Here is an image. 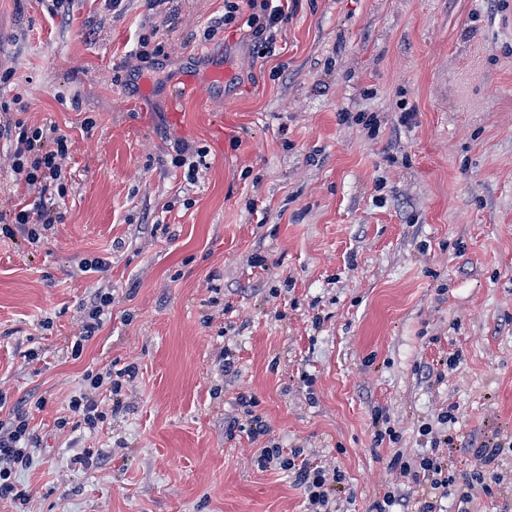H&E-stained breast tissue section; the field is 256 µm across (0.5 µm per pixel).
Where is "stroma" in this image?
I'll use <instances>...</instances> for the list:
<instances>
[{
  "label": "stroma",
  "mask_w": 512,
  "mask_h": 512,
  "mask_svg": "<svg viewBox=\"0 0 512 512\" xmlns=\"http://www.w3.org/2000/svg\"><path fill=\"white\" fill-rule=\"evenodd\" d=\"M223 18L224 0H0V114L70 141L61 223L0 233V408L39 440L29 503L0 512H306L258 468L272 446L339 469L344 512H368L415 496L387 464L425 448L422 424L453 436L458 477L512 436V0H288L269 44ZM146 37L163 50L141 63ZM216 57L223 105L171 125L166 88ZM178 142L207 153L195 179ZM11 166L0 142V213L34 200ZM94 257L107 272L81 271ZM97 292L110 312L73 356ZM126 367L122 409L77 427L85 374ZM242 394L267 435L225 436ZM378 409L397 442H375Z\"/></svg>",
  "instance_id": "stroma-1"
}]
</instances>
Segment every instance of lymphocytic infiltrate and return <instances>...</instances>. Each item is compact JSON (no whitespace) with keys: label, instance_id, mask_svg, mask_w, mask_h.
Returning a JSON list of instances; mask_svg holds the SVG:
<instances>
[{"label":"lymphocytic infiltrate","instance_id":"obj_1","mask_svg":"<svg viewBox=\"0 0 512 512\" xmlns=\"http://www.w3.org/2000/svg\"><path fill=\"white\" fill-rule=\"evenodd\" d=\"M245 16L254 38L270 33L286 16L284 0H225L224 22L234 23ZM13 146L12 170L37 193L32 209L19 210L10 219L30 240H37L42 229L60 223L54 199L64 196L63 161L69 154L68 140L59 134L56 126H31L21 121L0 120V140ZM37 440L30 428L26 413L16 412L0 419V499L11 498L27 504V488L13 478L17 471L30 467ZM454 438L445 434L435 437L426 452L410 459L394 456L388 463L406 481L415 484L418 496L415 512H447L443 501L456 495V512H470L475 491L492 494L493 485L486 479L489 465L501 452L500 444L472 449L471 470L463 480H456L448 468V450ZM261 467H276L291 474L296 484L303 487L308 512H340V493L344 476L339 470L285 456L282 449H261L258 457Z\"/></svg>","mask_w":512,"mask_h":512}]
</instances>
